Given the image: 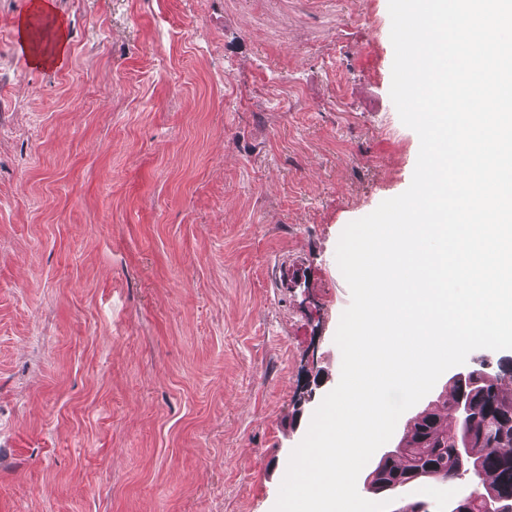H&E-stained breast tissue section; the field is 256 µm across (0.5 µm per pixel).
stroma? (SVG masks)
<instances>
[{"mask_svg": "<svg viewBox=\"0 0 512 512\" xmlns=\"http://www.w3.org/2000/svg\"><path fill=\"white\" fill-rule=\"evenodd\" d=\"M0 0V512H272L344 228L410 185L388 0ZM421 481L392 512H448ZM31 9L35 14H48L50 17L54 18V25L57 28L55 49L49 53L48 50L39 52L35 48H30V35L28 32L29 26L24 20L20 23V42L33 65L45 66L50 63L54 64L64 47V24L54 15L52 5L45 0H33Z\"/></svg>", "mask_w": 512, "mask_h": 512, "instance_id": "35a3bbf8", "label": "stroma"}]
</instances>
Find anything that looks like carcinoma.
I'll list each match as a JSON object with an SVG mask.
<instances>
[{
  "instance_id": "cac0c4a2",
  "label": "carcinoma",
  "mask_w": 512,
  "mask_h": 512,
  "mask_svg": "<svg viewBox=\"0 0 512 512\" xmlns=\"http://www.w3.org/2000/svg\"><path fill=\"white\" fill-rule=\"evenodd\" d=\"M481 382L452 387V397L464 393L474 412L471 420V450L481 464L477 493L480 497L512 499V392H505V380H512V356L498 359L496 366L486 358L475 364ZM457 419L446 422L441 410L428 404L411 424H406L400 444L401 458L383 466L385 481L395 493L416 474L434 481L453 483L466 476L467 466L455 454L451 442Z\"/></svg>"
}]
</instances>
